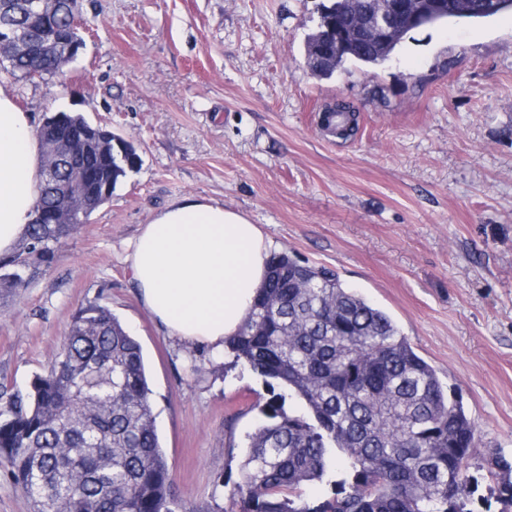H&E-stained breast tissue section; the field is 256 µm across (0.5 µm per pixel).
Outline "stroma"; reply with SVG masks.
I'll return each mask as SVG.
<instances>
[{"instance_id": "stroma-1", "label": "stroma", "mask_w": 512, "mask_h": 512, "mask_svg": "<svg viewBox=\"0 0 512 512\" xmlns=\"http://www.w3.org/2000/svg\"><path fill=\"white\" fill-rule=\"evenodd\" d=\"M323 0H82L64 79L0 73L41 123L83 114L137 169L25 287L0 291V409L54 360L74 312L110 308L146 357L156 426L188 512H232L246 439L272 392L231 356L158 326L126 257L185 195L258 224L273 252L334 270L385 311L476 425L471 512L512 457V13L408 33L386 61L306 66ZM359 116L345 140L323 108Z\"/></svg>"}]
</instances>
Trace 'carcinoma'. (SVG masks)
<instances>
[{
  "label": "carcinoma",
  "mask_w": 512,
  "mask_h": 512,
  "mask_svg": "<svg viewBox=\"0 0 512 512\" xmlns=\"http://www.w3.org/2000/svg\"><path fill=\"white\" fill-rule=\"evenodd\" d=\"M407 6L409 17L381 42L362 33L356 14L380 7L378 0H328L323 21L343 47L330 46L326 58L308 35V67L330 77L348 61L377 65L411 30L485 19L512 10V0H445L416 24L409 18L422 4ZM19 9L0 0V25L25 23ZM0 69L21 79L55 76L50 63L1 42ZM41 142L43 168L55 169L56 179L43 181L35 209L49 214L65 203L70 223L28 224L14 252L0 257V288L33 278L49 243L87 223L139 162L135 150L108 153L93 137L66 162L55 140ZM227 352L305 404L291 414L277 393L261 409L267 423L249 436L233 493L241 512H472L474 422L392 318L333 270L273 254L251 318ZM338 451L348 466L332 495L306 501L302 487L331 477ZM0 463L34 512H184L141 345L106 306L78 309L51 366L26 393L10 396L0 413Z\"/></svg>",
  "instance_id": "1"
}]
</instances>
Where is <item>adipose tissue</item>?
Returning <instances> with one entry per match:
<instances>
[{
	"mask_svg": "<svg viewBox=\"0 0 512 512\" xmlns=\"http://www.w3.org/2000/svg\"><path fill=\"white\" fill-rule=\"evenodd\" d=\"M43 148L13 96L0 88V255L33 217ZM271 244L258 225L221 202L182 197L144 224L127 257L146 310L168 335L224 353L263 287Z\"/></svg>",
	"mask_w": 512,
	"mask_h": 512,
	"instance_id": "adipose-tissue-1",
	"label": "adipose tissue"
}]
</instances>
